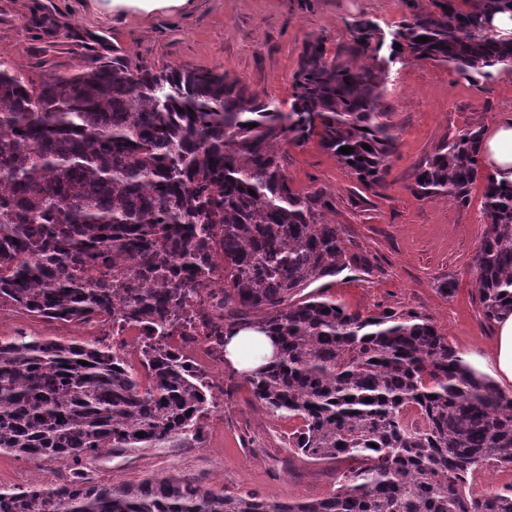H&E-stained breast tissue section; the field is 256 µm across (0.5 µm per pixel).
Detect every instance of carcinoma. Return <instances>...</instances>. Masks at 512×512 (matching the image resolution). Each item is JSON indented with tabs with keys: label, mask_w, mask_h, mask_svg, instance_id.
I'll use <instances>...</instances> for the list:
<instances>
[{
	"label": "carcinoma",
	"mask_w": 512,
	"mask_h": 512,
	"mask_svg": "<svg viewBox=\"0 0 512 512\" xmlns=\"http://www.w3.org/2000/svg\"><path fill=\"white\" fill-rule=\"evenodd\" d=\"M505 14L512 0L468 10L440 0L386 30L359 17L332 56L312 37L286 110L239 79L188 66L157 74L96 60L36 84L0 63V304L163 333L222 241L218 345L241 331L268 337L278 354L245 375L255 401L301 419L294 453L337 472L329 494L287 502L190 478L105 485L74 472L55 488L0 490V512H512L511 494L474 488L482 469L512 467V397L427 317H364L327 295L324 279L365 262L348 253L341 225L319 223L333 196L295 188L285 157L268 150L315 135L362 185L385 187L400 130L382 76L422 57L474 84L511 71L512 33L492 26ZM349 56L375 66L356 70ZM482 136L443 139L409 189L464 206L482 181L486 228L473 267L493 323L512 311V182L481 169ZM111 263L129 265L122 281L108 276ZM145 357L146 384L100 340H0V453L63 463L196 436L212 386L171 352Z\"/></svg>",
	"instance_id": "obj_1"
}]
</instances>
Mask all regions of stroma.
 Listing matches in <instances>:
<instances>
[{
  "label": "stroma",
  "instance_id": "obj_1",
  "mask_svg": "<svg viewBox=\"0 0 512 512\" xmlns=\"http://www.w3.org/2000/svg\"><path fill=\"white\" fill-rule=\"evenodd\" d=\"M408 13L405 0H0V63L36 81L82 72L91 60L135 69L189 66L241 79L261 97L289 104L305 40L323 37L328 51L364 15L381 27ZM400 130L387 186L361 185L318 139L275 144L288 156L294 187L325 188L334 207L323 223L344 229L347 248L368 259L366 271L335 278L330 293L349 311H415L432 320L463 355L490 356L494 325L482 317L473 256L484 229L482 185L469 203L420 200L408 186L414 167L447 136L512 121V71L479 85L433 61L394 66L384 80ZM450 281V293L440 285ZM86 342L83 325L50 323L14 310L0 338L19 334ZM299 422L256 405L242 373H224V409L202 432L170 448H112L78 461L34 462L0 453V489L50 488L72 472L95 482L136 484L177 475L220 492L251 490L281 501L318 498L336 486L330 467L293 453Z\"/></svg>",
  "mask_w": 512,
  "mask_h": 512
}]
</instances>
